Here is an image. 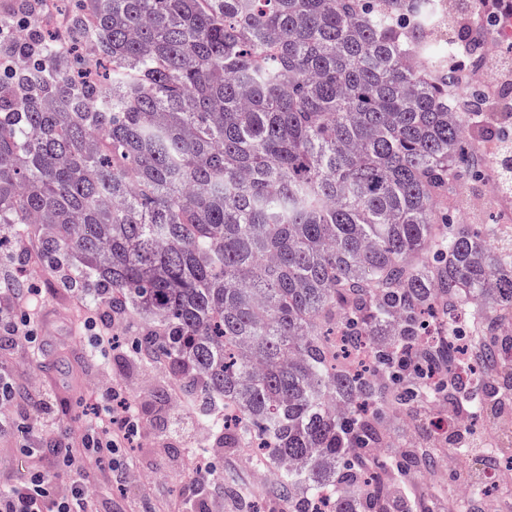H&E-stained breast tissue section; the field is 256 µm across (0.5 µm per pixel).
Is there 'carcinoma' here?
Here are the masks:
<instances>
[{
  "label": "carcinoma",
  "instance_id": "carcinoma-1",
  "mask_svg": "<svg viewBox=\"0 0 512 512\" xmlns=\"http://www.w3.org/2000/svg\"><path fill=\"white\" fill-rule=\"evenodd\" d=\"M63 2L53 38L36 0L0 11V239L34 225L66 287L137 316L132 356L224 404V447L273 464L291 512H376L405 466L352 451L455 394L404 357L437 319L453 356L462 305L512 323V249L449 199L483 174L485 104L459 110L434 0Z\"/></svg>",
  "mask_w": 512,
  "mask_h": 512
}]
</instances>
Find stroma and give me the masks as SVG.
I'll return each instance as SVG.
<instances>
[{
    "mask_svg": "<svg viewBox=\"0 0 512 512\" xmlns=\"http://www.w3.org/2000/svg\"><path fill=\"white\" fill-rule=\"evenodd\" d=\"M454 201L465 223L512 231V193L499 190L494 179L464 181ZM0 273L39 289L46 311L58 314L42 321L32 344L0 331V370L14 387L8 403L0 404V488L14 487L34 464L52 463L49 437L32 408L37 395L52 397V435L65 437L81 431L97 408L94 395L113 383L140 428L133 445L121 449L119 466L92 486L91 512H251L256 506L287 512L273 490L274 476L257 479L247 449L223 446L210 422L223 409L204 408L198 392L163 365L128 355V342L141 331L136 318L117 322L112 350L98 356L95 336L75 333L90 302L78 289L59 287L60 275L44 267L33 235L0 246ZM454 489L444 478L431 483L415 473L407 479L417 512H439Z\"/></svg>",
    "mask_w": 512,
    "mask_h": 512,
    "instance_id": "35a3bbf8",
    "label": "stroma"
}]
</instances>
